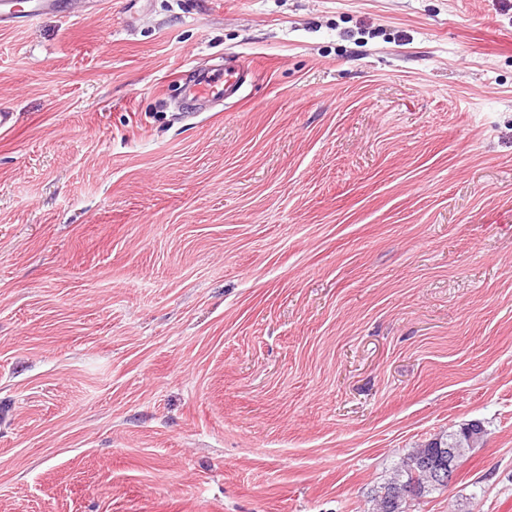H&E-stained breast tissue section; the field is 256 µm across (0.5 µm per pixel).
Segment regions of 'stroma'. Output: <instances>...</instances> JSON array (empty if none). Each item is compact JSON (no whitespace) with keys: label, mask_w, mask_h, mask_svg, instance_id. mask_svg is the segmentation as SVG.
I'll return each instance as SVG.
<instances>
[{"label":"stroma","mask_w":512,"mask_h":512,"mask_svg":"<svg viewBox=\"0 0 512 512\" xmlns=\"http://www.w3.org/2000/svg\"><path fill=\"white\" fill-rule=\"evenodd\" d=\"M0 29V512H512V0H86ZM235 60L195 112L179 75ZM469 424L459 431L448 434L446 441H434L425 446V448L415 449L406 460H403L394 471L393 477L383 487L384 493L379 496L376 512H404L402 506L398 503L401 498L398 494L415 493L420 496L425 492L446 488L452 483L456 470L455 463L457 456L453 448L466 449L477 448L483 444L479 442L474 444L472 436L468 431ZM448 454V472L439 468L435 470V457L440 453ZM435 470L437 478L448 484L439 483L429 479L428 474Z\"/></svg>","instance_id":"1"}]
</instances>
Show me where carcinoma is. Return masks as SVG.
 Wrapping results in <instances>:
<instances>
[{"mask_svg":"<svg viewBox=\"0 0 512 512\" xmlns=\"http://www.w3.org/2000/svg\"><path fill=\"white\" fill-rule=\"evenodd\" d=\"M468 427L448 435V439L434 441L423 448L415 449L406 460L402 461L394 471L393 477L384 486V493L377 503V512H404L398 503L399 494L414 493L418 496L436 490L442 484L429 478L435 470V457L450 448L464 450L474 448Z\"/></svg>","mask_w":512,"mask_h":512,"instance_id":"1","label":"carcinoma"}]
</instances>
